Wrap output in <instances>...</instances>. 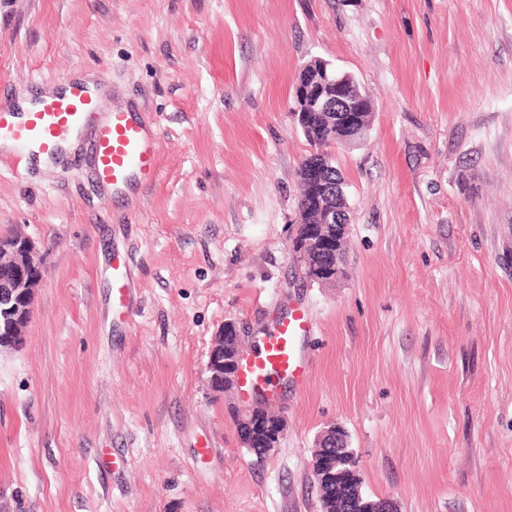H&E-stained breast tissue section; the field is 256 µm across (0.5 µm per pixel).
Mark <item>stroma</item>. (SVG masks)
<instances>
[{
	"label": "stroma",
	"instance_id": "obj_1",
	"mask_svg": "<svg viewBox=\"0 0 512 512\" xmlns=\"http://www.w3.org/2000/svg\"><path fill=\"white\" fill-rule=\"evenodd\" d=\"M317 56L375 107L331 150L351 211L328 287L290 261L311 150L290 110ZM82 74L135 110L162 177L105 194L89 133L61 166L0 169V235L41 269L0 353V512H321L332 422L397 512H512V0H0V87ZM292 306L313 369L259 463L205 365L225 322L252 347ZM127 271L118 256L112 260V313H124L127 306Z\"/></svg>",
	"mask_w": 512,
	"mask_h": 512
}]
</instances>
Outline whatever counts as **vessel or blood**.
I'll use <instances>...</instances> for the list:
<instances>
[{"mask_svg":"<svg viewBox=\"0 0 512 512\" xmlns=\"http://www.w3.org/2000/svg\"><path fill=\"white\" fill-rule=\"evenodd\" d=\"M99 106L96 93L85 85L68 82L55 95L39 100L24 121H15V107L0 93V139L14 142L18 151L53 153L60 142L70 139L91 124ZM94 175L98 183L112 189L131 184L153 185L160 176L159 146L146 128L128 113L115 110L96 125L93 141ZM127 271L121 259L112 261V310L127 309ZM313 331L309 317L292 310L264 336L260 347L244 362V387L261 391L270 400L279 393L272 378L285 377L305 382L311 363L301 351L303 341Z\"/></svg>","mask_w":512,"mask_h":512,"instance_id":"1","label":"vessel or blood"}]
</instances>
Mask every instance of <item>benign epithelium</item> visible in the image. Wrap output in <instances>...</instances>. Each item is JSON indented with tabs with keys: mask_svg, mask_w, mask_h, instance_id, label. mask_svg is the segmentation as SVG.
<instances>
[{
	"mask_svg": "<svg viewBox=\"0 0 512 512\" xmlns=\"http://www.w3.org/2000/svg\"><path fill=\"white\" fill-rule=\"evenodd\" d=\"M374 105L369 92L360 84L355 75L341 70L331 62L314 57L297 73L294 84V107L292 116L304 132L311 138L326 137L333 146L344 143L360 145L364 143L371 127L370 115ZM299 195L311 197L318 224H340L343 232H348L346 186L338 185L336 190L327 188L326 182L318 173L303 172L298 181ZM295 238L303 249L311 254H321V262L328 268L338 266L337 252L325 250L320 237L304 224H297ZM39 248L27 236L0 237V268L9 267L22 270L38 261ZM303 283L325 284V277L317 265H296ZM38 281L20 278L0 279V312L9 314L6 326L10 335L19 339L28 323V313L32 310ZM243 353V341L239 330L234 335L219 333L214 337L206 363L205 373L210 389L222 394L239 385ZM262 409L258 404H250L237 409L244 428L238 431V441L243 448H252L258 441L273 450L283 438L286 424L278 413L261 416L253 420L254 414ZM316 447L325 448L328 453L322 456L324 464H319L321 456L313 455L314 471H327L336 475V467L343 463L356 462L355 453L348 448L342 429L332 425L322 431Z\"/></svg>",
	"mask_w": 512,
	"mask_h": 512,
	"instance_id": "obj_1",
	"label": "benign epithelium"
}]
</instances>
